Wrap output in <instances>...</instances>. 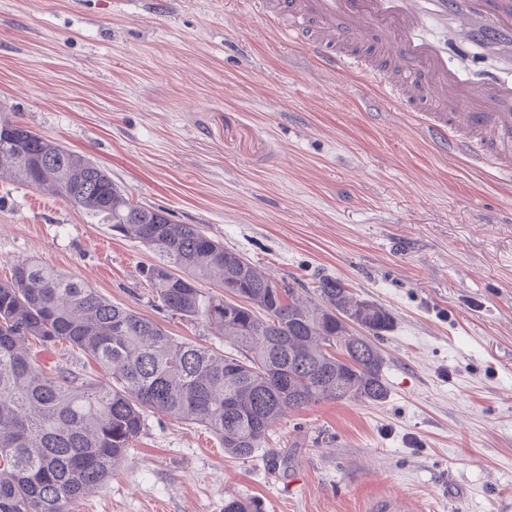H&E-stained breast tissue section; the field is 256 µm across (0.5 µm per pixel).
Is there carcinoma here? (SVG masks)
<instances>
[{
    "instance_id": "carcinoma-1",
    "label": "carcinoma",
    "mask_w": 512,
    "mask_h": 512,
    "mask_svg": "<svg viewBox=\"0 0 512 512\" xmlns=\"http://www.w3.org/2000/svg\"><path fill=\"white\" fill-rule=\"evenodd\" d=\"M58 159L49 169L45 159ZM0 170L47 191L157 256L140 275L159 305L215 326L236 353L180 341L52 267L21 261L0 283V512H71L124 462L149 413L196 421L247 458L287 410L324 401L381 403L393 328L383 306L322 277L316 298L270 278L194 224L133 203L91 159L26 126L0 122ZM219 277L224 296L199 287ZM69 344L106 376L46 373L25 344ZM224 512H264L231 499Z\"/></svg>"
}]
</instances>
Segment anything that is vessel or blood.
Here are the masks:
<instances>
[{"instance_id":"obj_1","label":"vessel or blood","mask_w":512,"mask_h":512,"mask_svg":"<svg viewBox=\"0 0 512 512\" xmlns=\"http://www.w3.org/2000/svg\"><path fill=\"white\" fill-rule=\"evenodd\" d=\"M277 35L323 68L351 70L467 161L512 172V76L476 83L429 26L456 12L469 44L512 49V0H255Z\"/></svg>"}]
</instances>
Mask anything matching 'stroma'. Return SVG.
Masks as SVG:
<instances>
[{
  "label": "stroma",
  "instance_id": "35a3bbf8",
  "mask_svg": "<svg viewBox=\"0 0 512 512\" xmlns=\"http://www.w3.org/2000/svg\"><path fill=\"white\" fill-rule=\"evenodd\" d=\"M0 119L85 155L135 202L198 225L313 298L341 279L388 309L387 399L289 410L251 457L145 418L73 512H505L512 502V178L437 146L360 77L284 44L250 0H0ZM53 267L171 336L154 254L0 173V281Z\"/></svg>",
  "mask_w": 512,
  "mask_h": 512
}]
</instances>
